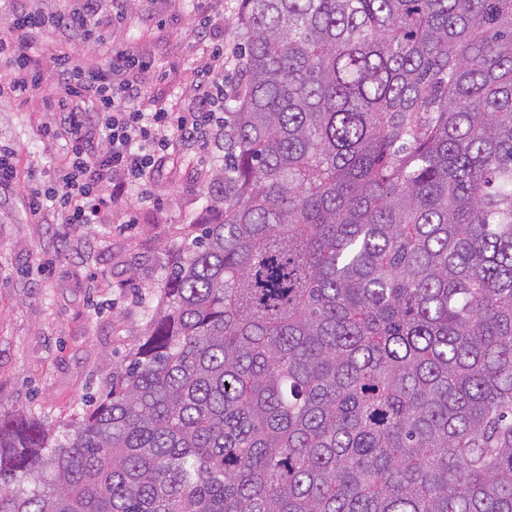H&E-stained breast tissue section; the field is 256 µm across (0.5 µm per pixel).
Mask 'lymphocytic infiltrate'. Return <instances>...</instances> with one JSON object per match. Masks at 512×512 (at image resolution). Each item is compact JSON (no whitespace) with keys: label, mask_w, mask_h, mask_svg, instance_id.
<instances>
[{"label":"lymphocytic infiltrate","mask_w":512,"mask_h":512,"mask_svg":"<svg viewBox=\"0 0 512 512\" xmlns=\"http://www.w3.org/2000/svg\"><path fill=\"white\" fill-rule=\"evenodd\" d=\"M79 11L22 9L0 24V53H9L6 81L14 98L41 95L57 118L43 134L66 136L70 156L53 185L32 188L27 208L47 212L66 224H90L130 189H146L156 158L173 148H192L224 132V49L209 51L196 72L200 89L187 110L141 108L143 85L132 74L144 69L131 49L113 52L103 63H86L75 49L94 36L101 0H82ZM50 27L59 34L52 68H45L37 35Z\"/></svg>","instance_id":"obj_1"}]
</instances>
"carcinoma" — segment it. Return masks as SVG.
<instances>
[{
	"mask_svg": "<svg viewBox=\"0 0 512 512\" xmlns=\"http://www.w3.org/2000/svg\"><path fill=\"white\" fill-rule=\"evenodd\" d=\"M216 218L0 512H512V0H241Z\"/></svg>",
	"mask_w": 512,
	"mask_h": 512,
	"instance_id": "cac0c4a2",
	"label": "carcinoma"
}]
</instances>
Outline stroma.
I'll list each match as a JSON object with an SVG mask.
<instances>
[{"label": "stroma", "mask_w": 512, "mask_h": 512, "mask_svg": "<svg viewBox=\"0 0 512 512\" xmlns=\"http://www.w3.org/2000/svg\"><path fill=\"white\" fill-rule=\"evenodd\" d=\"M240 0H125L121 19L102 14L99 32L111 48H133L147 63L136 78L142 103L186 105L206 44L194 31L210 14L211 42L224 47L226 88L237 80L243 40ZM41 98L0 93V150L16 155L21 176L0 189V413H35L55 431L104 393L112 374L142 341L166 274L192 239V225L211 214L224 150L178 149L160 161L154 198L132 191L96 224L38 219L25 201L30 185L53 184L69 157L66 140L44 138L51 121Z\"/></svg>", "instance_id": "1"}]
</instances>
